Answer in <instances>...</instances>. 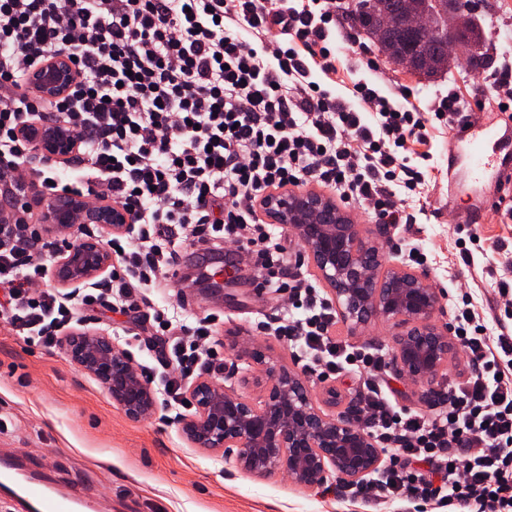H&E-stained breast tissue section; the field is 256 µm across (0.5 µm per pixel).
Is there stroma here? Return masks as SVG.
<instances>
[{"instance_id": "35a3bbf8", "label": "stroma", "mask_w": 512, "mask_h": 512, "mask_svg": "<svg viewBox=\"0 0 512 512\" xmlns=\"http://www.w3.org/2000/svg\"><path fill=\"white\" fill-rule=\"evenodd\" d=\"M331 36L341 48L334 77L337 95L351 97L355 84H365L391 99H408L434 109L454 94L469 109L471 125L499 127L497 153L512 165V120L500 115L491 98L488 76L512 69V47L491 41L485 67L460 58L450 76L435 83L393 68L374 46L347 21H339ZM411 163L426 172L428 205L416 223L388 226L386 252L390 263L406 264L409 249L427 256L422 268L437 287L472 291L487 316L504 313L499 283L512 286V181L492 179L473 183L464 154L458 153L446 126L435 125L428 143L413 145ZM504 200V208L490 199ZM473 225L477 242H468L466 225ZM144 313L167 306L186 316L215 315L217 339L226 361L213 380L228 391L256 399L262 393L264 363L297 368L286 340L260 333V321H276L289 313L287 298L262 288L244 256L224 276V289H199L194 278L178 275L149 294ZM250 344L264 361L237 359L233 348ZM467 368L452 356L434 387L393 377L390 386L401 406L426 413L439 411L437 392L463 379ZM316 405L335 415L359 403L362 380L350 375L309 378ZM335 386V404L324 389ZM0 448L24 462L42 465L60 488L79 486L97 512H368L358 499L336 494V479L319 488L292 482L287 474L257 476L237 468L223 454L191 447L179 420L169 411L138 421L129 420L106 390L73 363L64 347L26 345L0 321Z\"/></svg>"}]
</instances>
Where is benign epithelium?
I'll return each instance as SVG.
<instances>
[{"instance_id": "obj_1", "label": "benign epithelium", "mask_w": 512, "mask_h": 512, "mask_svg": "<svg viewBox=\"0 0 512 512\" xmlns=\"http://www.w3.org/2000/svg\"><path fill=\"white\" fill-rule=\"evenodd\" d=\"M471 13L448 12L445 0H426L409 16L410 26L438 31L448 46H471L460 37ZM36 75L44 95L60 97L70 89L73 65L64 54L44 63ZM43 152L54 159L69 156L75 144L62 129L40 133ZM45 221L64 233L72 224H101L111 234L130 230L129 217L118 205L89 208L84 201H42ZM271 224L288 225L318 277L325 283L342 323L363 330L377 322L398 329L393 361L399 376L434 384L455 350L452 328L434 321L442 290L430 275L389 264L380 225L362 233L351 214L332 197L317 190L283 188L262 201ZM112 264L103 240L88 237L59 253L56 275L65 285L97 277ZM70 360L96 379L131 420L153 415L158 399L151 383L132 365L127 351L112 337L92 329L76 330L66 338ZM259 401L228 392L200 379L190 389L195 407L182 420V433L194 448L224 452L236 466L260 475L282 471L295 483L319 487L335 475L359 481L383 460L373 437L356 421L355 409L332 417L318 408L306 378L295 370L268 365Z\"/></svg>"}]
</instances>
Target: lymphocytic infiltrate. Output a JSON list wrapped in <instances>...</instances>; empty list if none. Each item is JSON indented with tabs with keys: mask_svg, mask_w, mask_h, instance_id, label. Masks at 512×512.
<instances>
[{
	"mask_svg": "<svg viewBox=\"0 0 512 512\" xmlns=\"http://www.w3.org/2000/svg\"><path fill=\"white\" fill-rule=\"evenodd\" d=\"M336 0H0V318L30 345L56 347L79 315L107 305L128 314L145 292L177 274L188 238L216 239L250 258L295 316L272 335L287 340L312 375L364 378L365 429L385 463L342 494L378 501L439 502L454 512H512V333H493L468 295L451 302L469 371L449 383L435 416L398 405L386 352L331 334L336 311L304 274L291 271L281 237L258 215L272 191L316 183L381 223L409 224L424 173L409 164L435 123L455 126L457 97L428 112L357 87L353 100L314 87L336 71L328 26ZM63 53L77 79L69 92L31 101L35 67ZM58 125L77 143L78 168L41 160L32 132ZM76 184L87 206L108 194L140 238L115 236L102 291L66 299L33 291L48 266L22 200L48 188V173ZM159 359L174 375L163 390L183 403L182 384L220 373L213 318L154 311Z\"/></svg>",
	"mask_w": 512,
	"mask_h": 512,
	"instance_id": "lymphocytic-infiltrate-1",
	"label": "lymphocytic infiltrate"
}]
</instances>
